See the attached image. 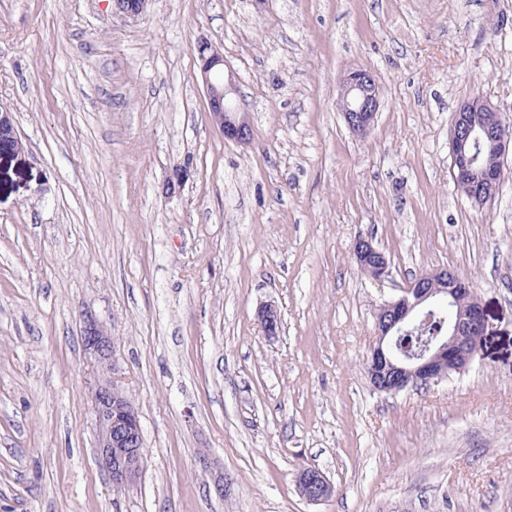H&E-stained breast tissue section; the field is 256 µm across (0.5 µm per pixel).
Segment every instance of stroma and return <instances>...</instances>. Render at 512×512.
Listing matches in <instances>:
<instances>
[{"mask_svg":"<svg viewBox=\"0 0 512 512\" xmlns=\"http://www.w3.org/2000/svg\"><path fill=\"white\" fill-rule=\"evenodd\" d=\"M201 39L250 143L210 120ZM352 68L379 90L362 136L336 108ZM475 95L512 124V0H150L135 21L112 0H0L23 144L0 156V512H512V170L482 206L450 176ZM360 235L384 279L358 269ZM438 267L472 279L490 336L464 373L373 391L378 309ZM87 315L148 454L119 492ZM310 465L332 498L300 495ZM353 255L358 268L364 274L381 279L388 274V260L368 236H357L353 242ZM82 342L85 350L94 358L104 372L115 371V344L107 328L93 317L83 321Z\"/></svg>","mask_w":512,"mask_h":512,"instance_id":"stroma-1","label":"stroma"}]
</instances>
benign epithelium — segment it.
Here are the masks:
<instances>
[{
    "mask_svg": "<svg viewBox=\"0 0 512 512\" xmlns=\"http://www.w3.org/2000/svg\"><path fill=\"white\" fill-rule=\"evenodd\" d=\"M150 0H112L114 13L135 20ZM202 85L212 123L230 141L247 144L252 138L248 113L232 98L236 92L232 77L224 76V55L207 41L196 46ZM338 106L345 124L354 133H364L374 123L379 93L373 76L363 69L347 71L340 81ZM450 175L455 187L467 188L478 202L493 199L505 176V161L512 152V130L497 109L476 96L461 103L450 130ZM19 151L12 113L0 110V154ZM353 255L364 274L381 279L388 274V260L372 239L359 235ZM445 302L455 309L448 335L414 355L395 350L397 335L416 324L433 307ZM265 335H278L280 315L272 304L257 313ZM489 335L487 314L472 283L446 268L421 274L402 290V295L383 305L376 316L375 342L367 356V378L373 389L396 393L410 384L425 385L443 380V369L463 371L477 356L481 342ZM82 342L106 376L92 391V410L98 432V455L108 472L112 489L122 490L140 478L146 465V451L139 417L125 389L107 373L115 371V344L107 328L92 317L83 321ZM300 494L321 502L335 493L333 483L316 467L301 469L296 476Z\"/></svg>",
    "mask_w": 512,
    "mask_h": 512,
    "instance_id": "obj_1",
    "label": "benign epithelium"
}]
</instances>
